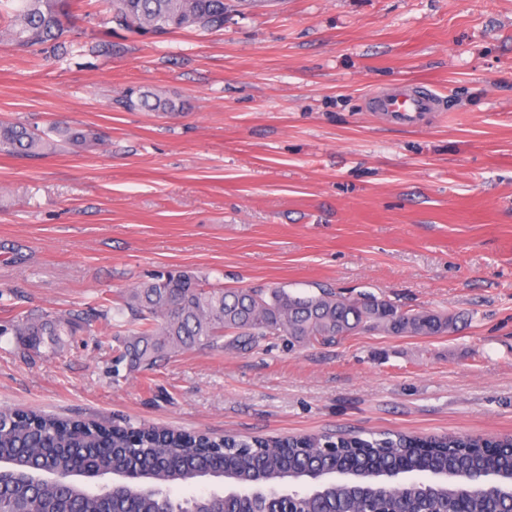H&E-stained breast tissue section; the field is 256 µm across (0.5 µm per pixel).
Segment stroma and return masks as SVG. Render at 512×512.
<instances>
[{
	"label": "stroma",
	"mask_w": 512,
	"mask_h": 512,
	"mask_svg": "<svg viewBox=\"0 0 512 512\" xmlns=\"http://www.w3.org/2000/svg\"><path fill=\"white\" fill-rule=\"evenodd\" d=\"M102 10H77L55 56L0 39V121L101 135L0 154V407L214 435L512 436V0H246L222 30L147 38L105 34ZM409 85L444 111L371 110ZM132 86L181 109L119 107ZM169 271L458 322L118 375L103 321L58 353L7 331Z\"/></svg>",
	"instance_id": "stroma-1"
}]
</instances>
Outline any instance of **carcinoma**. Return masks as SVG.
<instances>
[{
  "instance_id": "1",
  "label": "carcinoma",
  "mask_w": 512,
  "mask_h": 512,
  "mask_svg": "<svg viewBox=\"0 0 512 512\" xmlns=\"http://www.w3.org/2000/svg\"><path fill=\"white\" fill-rule=\"evenodd\" d=\"M81 0H0V29L18 48L56 50L73 5ZM103 26L116 25L140 36H162L191 28H224V0H103ZM118 105L168 114L179 104L148 87L127 88ZM96 142L89 130L0 121V152L39 156L62 145ZM119 328L113 334L117 363L130 372L153 370L170 357L193 349L238 351L271 336L290 347L328 345L346 336L379 330L392 335L440 336L454 318L431 311L403 310L364 292L344 297L320 288L293 295L283 288H219L186 272L158 276L127 292L112 308ZM84 318L65 312L46 318H18L14 334L25 350L55 352L76 335ZM509 438L448 434L418 436L378 433L292 435L281 438L213 436L196 431L141 427L107 419H75L33 410L0 408V461L12 464L18 480L0 494V512H257L244 497L223 503L209 494L174 499L169 484L228 472L243 486L275 485L290 474L349 469V479L320 494L299 493L293 502L272 500L268 512H512V503L494 487L458 495L450 485L433 498L400 493L374 476L409 470L463 473L472 467L498 471L506 464ZM41 468L50 475H33ZM100 480L90 488L79 478ZM120 481L112 482V477Z\"/></svg>"
}]
</instances>
